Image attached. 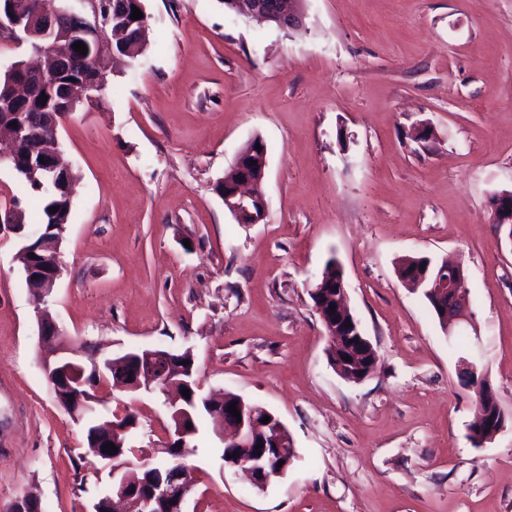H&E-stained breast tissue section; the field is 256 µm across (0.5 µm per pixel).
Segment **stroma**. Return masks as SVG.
I'll return each mask as SVG.
<instances>
[{"label": "stroma", "mask_w": 512, "mask_h": 512, "mask_svg": "<svg viewBox=\"0 0 512 512\" xmlns=\"http://www.w3.org/2000/svg\"><path fill=\"white\" fill-rule=\"evenodd\" d=\"M149 37L105 100L59 128L80 181L51 305L77 360L191 350L203 392L271 410L297 459L267 489L224 468L211 424L188 512H512V423L483 446L460 356L512 414V244L490 197L512 190V0H306L298 30L220 0H143ZM267 147L261 223L215 185ZM0 232V512H89L109 467L56 401L19 258ZM458 257L471 324L448 340L398 279L405 256ZM336 259L379 356L339 377L309 290ZM142 452L167 437L162 394L113 389Z\"/></svg>", "instance_id": "35a3bbf8"}]
</instances>
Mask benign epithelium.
<instances>
[{"mask_svg":"<svg viewBox=\"0 0 512 512\" xmlns=\"http://www.w3.org/2000/svg\"><path fill=\"white\" fill-rule=\"evenodd\" d=\"M87 0H61V3L51 2L41 7L33 6L31 0H8V16L0 17V25H10L20 32L18 39L33 46V53L39 58V63L31 65L25 62L19 64L31 84H40L48 71L60 67L65 56L57 52V47L63 40L69 39L74 29L84 32L85 45L95 49L99 60L107 57V51L113 50L111 39L104 37L106 31L113 32L114 38L121 35L117 22L123 19L122 14H112V7L103 9L94 7L91 10L82 9ZM305 0H224V5L235 14L252 17L269 22L279 28H296L304 19ZM102 78L86 84L84 92L77 100L45 113L43 122L52 129H57L66 117L72 114L77 105H92L97 99V91L101 90ZM7 117H17V127L10 128L8 133L0 131V142L9 145L6 155H0V161L16 156L17 147L25 140V113L6 112ZM44 161H39V158ZM267 148L264 142L258 146L242 149L232 165L234 178L223 181L221 197L224 206L239 221L259 224L267 212V201L258 190L265 178L267 168ZM30 175L35 180L55 182L58 173L69 171L62 160L59 141H54L45 148L31 149L29 157ZM491 206L495 210V223L506 230V237L512 243V192H501L494 196ZM26 225L3 220L0 215V232L8 229L22 235L24 244L21 252L24 260L25 280L33 289V303L37 324L41 335L53 339L61 335L53 318L49 302L54 289L62 276L63 267L59 254L64 240L62 236H51L47 231H40L31 237L24 233ZM41 257V263L35 264L29 255ZM400 281L414 291L427 296L447 335L453 336L462 329L468 321L466 310L467 271L463 264L451 257H444L443 265L433 267L417 265L403 267L399 272ZM313 295V307L319 315L327 338L325 354L332 355L331 366L336 374L344 380L360 383L371 377L379 363L372 343L360 336L359 321L347 305V286L344 280L336 282L317 280L310 289ZM335 310H330V306ZM351 326H346V323ZM351 361L346 362L343 357ZM40 365L54 390L56 399L61 404H78L83 406L88 414L95 407L84 401L83 384L74 378L82 366L68 356V348L58 347L53 353L43 356ZM138 374L134 383L126 381L120 374L115 381L123 388L133 392H153L159 382L169 375L173 367L169 354L159 350L144 349L137 354ZM478 364L466 357L460 359L458 376L460 381L476 388L479 402L487 408V415L481 429L475 433L478 446H483L499 432L506 423V415L497 399L489 390L485 380L478 373ZM236 409L240 417L226 412L219 416V427L216 434L226 448H282L283 424L272 416L266 424L256 420L255 407L239 399ZM224 467L240 469L246 472L253 485L260 489L267 488L274 480L285 476L284 469L271 466L265 455L255 454L250 458L224 459ZM128 480L122 475V468L112 467V496L109 497V512H186L185 505L191 494L188 473L176 470L169 473L168 478H159L156 487L150 493L142 496H131L127 490Z\"/></svg>","mask_w":512,"mask_h":512,"instance_id":"7a95c632","label":"benign epithelium"}]
</instances>
